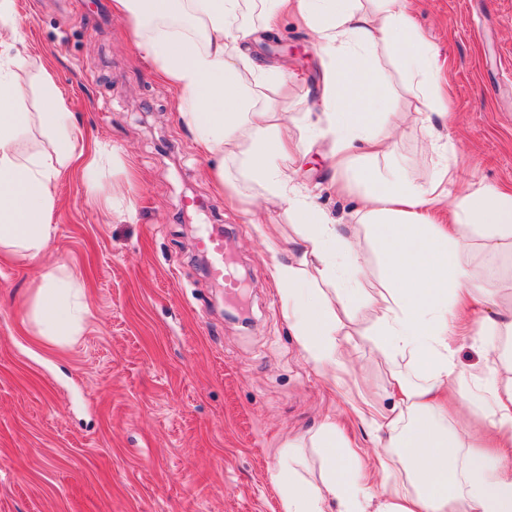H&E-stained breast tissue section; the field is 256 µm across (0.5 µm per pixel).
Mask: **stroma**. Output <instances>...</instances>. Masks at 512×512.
Masks as SVG:
<instances>
[{"instance_id": "1", "label": "stroma", "mask_w": 512, "mask_h": 512, "mask_svg": "<svg viewBox=\"0 0 512 512\" xmlns=\"http://www.w3.org/2000/svg\"><path fill=\"white\" fill-rule=\"evenodd\" d=\"M444 60L448 115L437 118L404 90L388 50L387 111L395 163L424 184L450 167L512 191V0H409ZM30 36L28 83L51 67L77 123L116 148L122 165L102 183L137 177L131 214L104 216L80 179L58 185L56 235L38 262L0 254V512H281L275 481L288 440L336 419L373 467L381 432L363 428L350 401L386 411L391 372L414 379L406 356L383 357L364 309L343 320L351 369L336 388L307 361L279 304L274 263L298 256L292 219L258 184L246 203L225 202L208 176L172 89L159 83L112 0H17ZM288 63L287 89L271 88L301 149L288 159L297 184L341 224L363 188H336L329 143L312 136L324 62L314 34L281 19L255 46ZM435 124L436 142L422 125ZM275 224L277 251L257 222ZM233 247L244 290L231 303L201 263L200 226ZM64 264L93 316L78 342L49 347L25 321L22 302L44 270ZM242 310L246 323L227 320Z\"/></svg>"}]
</instances>
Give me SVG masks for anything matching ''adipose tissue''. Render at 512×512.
<instances>
[{
    "instance_id": "ef3b65f1",
    "label": "adipose tissue",
    "mask_w": 512,
    "mask_h": 512,
    "mask_svg": "<svg viewBox=\"0 0 512 512\" xmlns=\"http://www.w3.org/2000/svg\"><path fill=\"white\" fill-rule=\"evenodd\" d=\"M112 10L133 26L157 77L174 91L197 146L213 161L216 187L237 195L226 164L238 162L300 225L301 256L276 263L272 276L316 372L342 383L348 368L341 320L364 307L375 312L382 351L410 355L426 372L417 381L392 373L390 411L352 407L388 435L377 461L393 479L382 495L367 485L358 453L327 423L282 451V512H512V308L499 309L497 296L479 298L472 290L481 276L474 244L487 256L512 258V192L471 182L452 198L441 182L418 185L379 166L396 140L383 120L388 77L378 49L393 51L407 92L437 109L440 71L407 0H112ZM14 14L15 0H0V29L11 34L0 47V248L36 262L56 232L64 173L77 172L105 211L120 209L118 193L99 179L104 163L119 155L87 142L50 68L39 73V111L26 110V38ZM289 15L313 30L326 61L324 134L336 167L353 171L366 188L354 219L380 246L389 286L376 297L358 288L365 263L351 227L329 222L284 164L293 148L286 119L264 90L284 85L287 73L252 56L251 41ZM478 303L496 310L472 335L488 354L481 375L463 371L448 343L456 319ZM22 308L35 336L55 346L76 342L91 317L78 280L62 266L43 274ZM452 402L461 413L482 414L487 449H471L449 422ZM308 447L320 460L315 482L303 475Z\"/></svg>"
}]
</instances>
